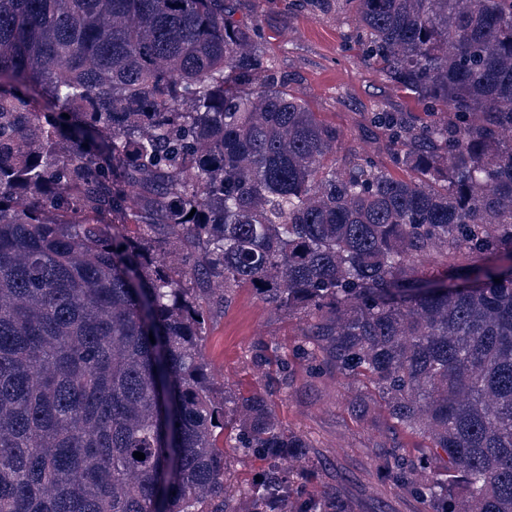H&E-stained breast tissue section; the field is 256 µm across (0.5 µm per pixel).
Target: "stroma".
<instances>
[{"label": "stroma", "instance_id": "stroma-1", "mask_svg": "<svg viewBox=\"0 0 512 512\" xmlns=\"http://www.w3.org/2000/svg\"><path fill=\"white\" fill-rule=\"evenodd\" d=\"M237 17L254 20L263 48L292 89L341 131L340 148H364V118L378 110L413 112L412 99L388 85L351 49L356 22L345 0H326L314 12L305 0H232ZM297 317L272 311L251 287L241 288L232 304L206 328L204 357L216 393L259 391L260 374L247 355L261 341L277 339L285 350L298 340ZM348 386L333 376L309 377L296 370L287 393L276 400L283 424L314 441V458L329 461L326 470L308 468L310 486L346 475L345 494L356 512H415V505L389 489L376 471L384 437L374 424L353 421L346 409Z\"/></svg>", "mask_w": 512, "mask_h": 512}]
</instances>
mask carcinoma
I'll list each match as a JSON object with an SVG mask.
<instances>
[{
    "instance_id": "carcinoma-1",
    "label": "carcinoma",
    "mask_w": 512,
    "mask_h": 512,
    "mask_svg": "<svg viewBox=\"0 0 512 512\" xmlns=\"http://www.w3.org/2000/svg\"><path fill=\"white\" fill-rule=\"evenodd\" d=\"M229 2L0 0V512H356L283 465L313 444L278 341L265 393L211 387L245 286L380 412L416 512H512V0H346L427 116L340 156ZM232 458L261 472L230 495Z\"/></svg>"
}]
</instances>
